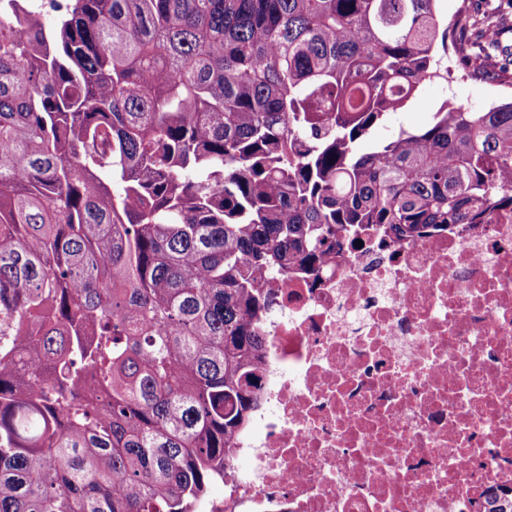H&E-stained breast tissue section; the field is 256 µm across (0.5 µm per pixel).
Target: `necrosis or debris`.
Segmentation results:
<instances>
[{"mask_svg": "<svg viewBox=\"0 0 512 512\" xmlns=\"http://www.w3.org/2000/svg\"><path fill=\"white\" fill-rule=\"evenodd\" d=\"M274 292L262 431L204 512H473L512 486V213L373 232Z\"/></svg>", "mask_w": 512, "mask_h": 512, "instance_id": "necrosis-or-debris-1", "label": "necrosis or debris"}]
</instances>
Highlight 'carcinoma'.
<instances>
[{"mask_svg": "<svg viewBox=\"0 0 512 512\" xmlns=\"http://www.w3.org/2000/svg\"><path fill=\"white\" fill-rule=\"evenodd\" d=\"M435 2L0 0V512H201L263 278L512 212V99L366 144L440 48L512 76L494 16Z\"/></svg>", "mask_w": 512, "mask_h": 512, "instance_id": "cac0c4a2", "label": "carcinoma"}]
</instances>
